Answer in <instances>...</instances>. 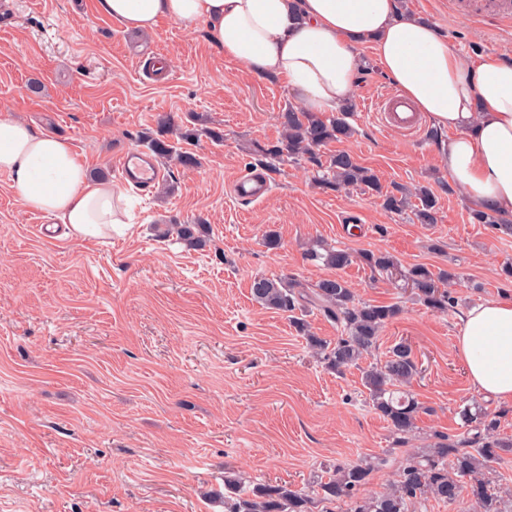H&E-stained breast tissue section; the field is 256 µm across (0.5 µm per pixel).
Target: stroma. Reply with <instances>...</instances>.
Masks as SVG:
<instances>
[{"label": "stroma", "mask_w": 512, "mask_h": 512, "mask_svg": "<svg viewBox=\"0 0 512 512\" xmlns=\"http://www.w3.org/2000/svg\"><path fill=\"white\" fill-rule=\"evenodd\" d=\"M0 12V114L66 138L89 171L112 182L124 150L167 128L198 163H161L146 188L126 185L133 225L106 240L74 241L64 226L25 209L0 174V512H224L209 492L224 474L287 482L315 493L330 465L380 458L367 492L392 481L409 452L440 431L466 438L459 412L478 403L512 436V405L483 398L454 348L472 304L512 294V236L474 223L448 182L439 144L448 131L423 122L408 134L381 127L377 100L395 86L376 64L360 72L349 139L322 157L351 153L385 186H425L437 221L395 214L375 195L319 188L317 171L291 160L267 171L270 194L231 193L258 168L255 146L276 142L278 116L298 101L211 47L203 31L172 21L126 29L98 0H6ZM467 61L512 55V26L473 17L448 0H405ZM169 65L156 70L159 59ZM39 82L40 93L28 86ZM223 132L220 141L206 129ZM198 130L195 140L181 132ZM159 224H206L193 250L158 238ZM278 248L265 246L268 232ZM350 251L342 271L308 261L309 245ZM366 251L400 269L455 273V304L429 311L402 279L371 272ZM342 275L358 299L398 303L372 361L412 347L421 372L409 391L426 408L407 444L372 408L357 368L330 371L290 326L250 293L254 278L306 285Z\"/></svg>", "instance_id": "stroma-1"}]
</instances>
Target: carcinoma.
I'll return each instance as SVG.
<instances>
[{"label":"carcinoma","instance_id":"carcinoma-1","mask_svg":"<svg viewBox=\"0 0 512 512\" xmlns=\"http://www.w3.org/2000/svg\"><path fill=\"white\" fill-rule=\"evenodd\" d=\"M351 108L346 107L332 118L323 119L314 112L281 113V137L277 143L257 148L267 160L288 157L294 161L307 160L323 169L317 182L331 189L340 187L372 191L382 198L383 208L400 212L409 205L408 194L402 187L385 191L373 171L361 165L346 151H339L323 163L320 149L332 142L348 139L353 129L346 121ZM147 144L160 158H176L189 167L196 158L189 153L175 154L169 141L161 137H148ZM413 197L414 216L421 224L437 222V198L426 187L416 189ZM473 223L490 224L506 234H512V224L505 222L494 209L472 212ZM176 233L189 247H203L209 232L206 224L168 225L161 232L167 237ZM310 257L326 266L343 270L353 261V254L345 249L328 248L323 253L310 252ZM365 264L374 271H389L398 265L395 258L384 252L361 254ZM411 293L423 306L433 312H445L454 299L448 285L455 275L440 271L433 273L423 265H415L404 274ZM254 301L265 308L288 317L295 330L325 365L338 374L360 363L376 349L382 330L401 313L396 303L375 304L356 299L355 293L342 277L319 280L314 287L288 278L257 277L251 286ZM318 311L341 329L336 341H327L310 334L305 319L308 313ZM362 384L367 390L373 409L388 423L401 444L408 443L417 429V417L423 407L414 396L401 387L409 385L419 374L418 364L410 346L395 345L382 364L370 363L362 368ZM466 423H476L483 430L472 437L456 440L443 432H435L427 448L408 456L399 467L390 488L379 495L366 496L365 486L376 470V463L361 460L338 465L320 481L317 497H311L286 483L266 482L250 485L241 474L224 476V512H314L325 504L323 512H410L411 506L428 497L455 503L467 496L477 512H506L504 499L489 477L490 464L500 459L501 453L512 449V439L492 435L498 419L480 409L462 411Z\"/></svg>","mask_w":512,"mask_h":512}]
</instances>
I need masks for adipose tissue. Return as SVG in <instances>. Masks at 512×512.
I'll use <instances>...</instances> for the list:
<instances>
[{
  "label": "adipose tissue",
  "mask_w": 512,
  "mask_h": 512,
  "mask_svg": "<svg viewBox=\"0 0 512 512\" xmlns=\"http://www.w3.org/2000/svg\"><path fill=\"white\" fill-rule=\"evenodd\" d=\"M125 27L154 30L161 20L205 30L212 46L260 79H282L311 112L352 102L362 47L404 99L434 127L449 182L474 209L512 221V56L471 66L435 24L398 0H100ZM0 173L22 205L64 224L77 241L129 226L125 195L90 178L70 143L0 116ZM455 348L476 391L512 404V299L466 309Z\"/></svg>",
  "instance_id": "adipose-tissue-1"
}]
</instances>
